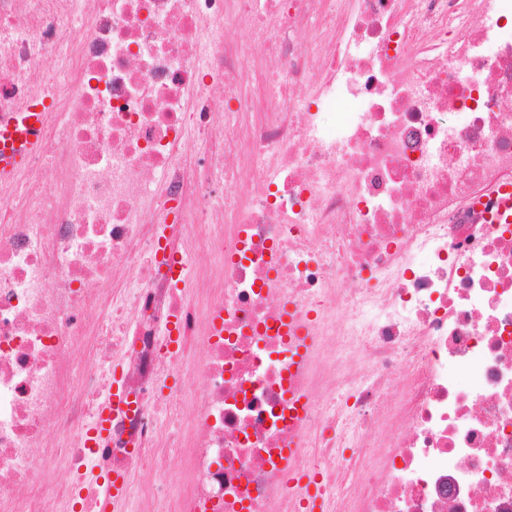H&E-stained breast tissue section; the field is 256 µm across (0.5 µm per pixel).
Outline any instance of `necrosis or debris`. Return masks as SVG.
<instances>
[{
  "label": "necrosis or debris",
  "instance_id": "necrosis-or-debris-1",
  "mask_svg": "<svg viewBox=\"0 0 512 512\" xmlns=\"http://www.w3.org/2000/svg\"><path fill=\"white\" fill-rule=\"evenodd\" d=\"M33 98L0 512H512V0H0Z\"/></svg>",
  "mask_w": 512,
  "mask_h": 512
}]
</instances>
